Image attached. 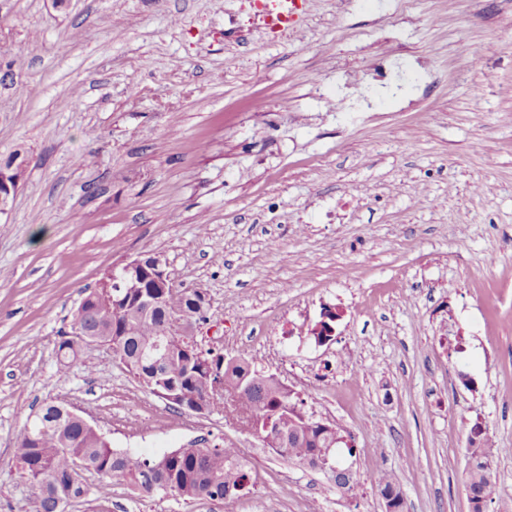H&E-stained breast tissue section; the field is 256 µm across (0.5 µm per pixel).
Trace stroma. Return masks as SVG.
Here are the masks:
<instances>
[{
  "mask_svg": "<svg viewBox=\"0 0 512 512\" xmlns=\"http://www.w3.org/2000/svg\"><path fill=\"white\" fill-rule=\"evenodd\" d=\"M0 0V512H36L17 436L49 402L143 456L241 449L238 499L112 485L66 512H469L473 425L512 512V0ZM480 46L481 63L467 53ZM204 292L202 349L245 356L356 449L358 497L222 412L158 398L111 346L57 345L83 291L142 253ZM339 314L329 341L310 329ZM276 486L277 499L266 486ZM276 7V13L270 11L266 16V24L270 29H278L288 31V29L296 30L294 24V15L298 2L295 0H277L273 1ZM27 162L15 158L0 163V214H7L12 207L14 197L25 180ZM384 482V488L390 493L389 501L386 503L387 512H407L406 498L401 487L390 477L381 476L372 484V487H379Z\"/></svg>",
  "mask_w": 512,
  "mask_h": 512,
  "instance_id": "1",
  "label": "stroma"
}]
</instances>
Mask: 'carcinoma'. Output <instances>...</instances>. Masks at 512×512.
<instances>
[{"label":"carcinoma","mask_w":512,"mask_h":512,"mask_svg":"<svg viewBox=\"0 0 512 512\" xmlns=\"http://www.w3.org/2000/svg\"><path fill=\"white\" fill-rule=\"evenodd\" d=\"M124 293L118 304L103 291L91 290L84 296L72 315V336L59 343L60 365L76 355L84 331L89 330L111 345L135 378L158 397L170 398L181 408L202 401L207 403L206 414L220 408L245 425L253 418L272 416L295 435L291 447L280 454L303 466L332 457L341 429L323 428L304 418L303 400L297 393L281 390L274 375L253 368L247 358L203 355L190 337L174 341L162 360L150 352L176 322L191 326L203 319L206 306L198 304V291L169 289L164 304L149 317L133 311L139 299L150 294L144 278L129 279ZM218 375L224 379V398L216 401L210 399V392ZM470 444L465 491L472 512H485L495 492L493 462L505 449L494 447L477 425L471 430ZM17 451L23 475L38 491L37 512H65L69 503L87 495L84 478L74 469L77 462L101 477L96 494L103 498L115 481L143 496L168 491L186 500L234 498L254 485L249 463L230 447L205 444L143 457L112 447L72 416L70 408L56 403L45 404L25 423ZM382 484L390 493L387 512H407L401 487L387 476L379 477L372 487Z\"/></svg>","instance_id":"obj_1"}]
</instances>
